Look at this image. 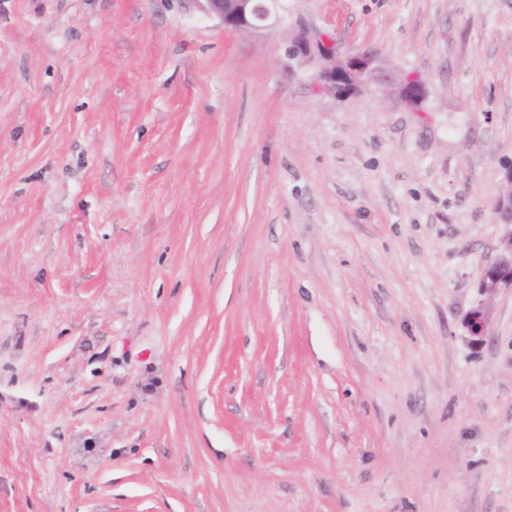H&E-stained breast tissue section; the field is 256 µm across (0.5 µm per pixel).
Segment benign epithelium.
I'll return each instance as SVG.
<instances>
[{"label": "benign epithelium", "mask_w": 512, "mask_h": 512, "mask_svg": "<svg viewBox=\"0 0 512 512\" xmlns=\"http://www.w3.org/2000/svg\"><path fill=\"white\" fill-rule=\"evenodd\" d=\"M189 7L220 21L224 28L251 32L264 29L275 15L278 0H182ZM288 73L300 75L317 95L350 97L367 90H380L394 101L418 106L426 97V85L413 75H401L379 65L377 55L366 50L342 52L330 35L298 23L286 42ZM502 226L496 254L485 266L477 282L483 300L472 307L462 326L473 345L483 343L492 321V309L484 301L502 292L512 293V195L495 203Z\"/></svg>", "instance_id": "benign-epithelium-1"}]
</instances>
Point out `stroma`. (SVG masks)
<instances>
[{
	"instance_id": "stroma-1",
	"label": "stroma",
	"mask_w": 512,
	"mask_h": 512,
	"mask_svg": "<svg viewBox=\"0 0 512 512\" xmlns=\"http://www.w3.org/2000/svg\"><path fill=\"white\" fill-rule=\"evenodd\" d=\"M281 3L0 0V512H512V0ZM206 16L214 17L224 26L238 32L265 29L272 16L278 19L275 10L278 0H182ZM285 57L288 73L301 75L316 95L340 100L374 89L408 106H418L426 97V85L419 77L380 66L371 51L341 52L330 35L304 23L294 26ZM337 76L344 78L340 85L344 97L337 95ZM498 223L502 226L496 254L485 266L477 282L478 294L492 297L512 293V195L498 197L495 203ZM492 321V309L485 300H480L462 320V326L474 346L481 345Z\"/></svg>"
}]
</instances>
